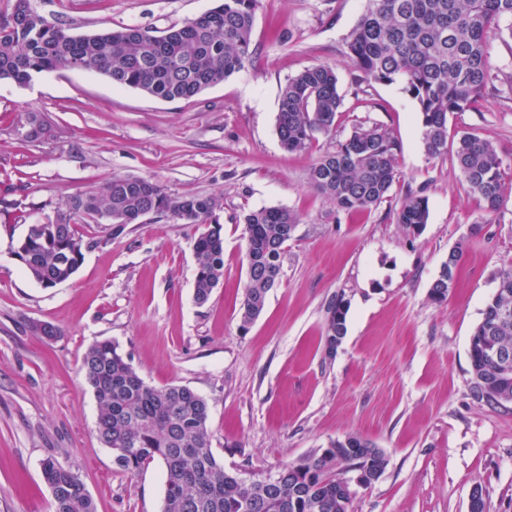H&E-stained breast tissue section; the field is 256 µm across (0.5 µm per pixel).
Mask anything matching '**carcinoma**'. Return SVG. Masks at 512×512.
I'll return each instance as SVG.
<instances>
[{
	"instance_id": "obj_1",
	"label": "carcinoma",
	"mask_w": 512,
	"mask_h": 512,
	"mask_svg": "<svg viewBox=\"0 0 512 512\" xmlns=\"http://www.w3.org/2000/svg\"><path fill=\"white\" fill-rule=\"evenodd\" d=\"M259 0H218L206 13L162 35L140 26L104 28L74 35L33 10L30 0H14L0 14V80L19 86L33 77L75 66L107 77L113 84L138 89L165 101L190 99L246 68ZM512 18V0H367L352 30L348 52L366 78L397 83L416 103L426 153L453 154L467 190L490 216L506 194L503 160L492 143L472 132L448 141V117L471 109L491 79L487 42ZM342 105L333 67L311 66L288 79L281 90L276 130L290 152L307 149L315 134L330 133ZM397 141L378 124L356 126L313 165L309 179L337 209L368 211L388 197L395 179ZM155 208L185 224L197 225L193 250L197 261L194 299L206 303L224 277L221 203L215 196L171 195L159 183L118 176L100 191L75 197L57 211V224H31L13 253L42 287L54 288L73 278L84 260V240L72 215L139 223L141 212ZM429 217L428 198L408 194L397 223L419 234ZM297 216L282 207L244 214L246 285L241 306L243 325L254 322L278 286L281 258L292 239ZM463 244L448 253L430 298L447 299ZM470 341L478 346L492 335L512 354V268L499 275ZM348 308L338 298L327 307L326 336H344ZM474 397L497 405L499 391H484L500 368L494 360L469 357ZM80 370L98 404L96 432L112 450L117 468L135 473L158 460L165 470L161 512H349L336 505V475L353 465L345 441L276 472L243 476L226 468L212 447L208 401L187 386L148 385L119 345L98 342L84 353ZM52 490L53 512H97L78 474L67 465L41 469Z\"/></svg>"
}]
</instances>
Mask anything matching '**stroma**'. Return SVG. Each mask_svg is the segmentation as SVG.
<instances>
[{
    "label": "stroma",
    "mask_w": 512,
    "mask_h": 512,
    "mask_svg": "<svg viewBox=\"0 0 512 512\" xmlns=\"http://www.w3.org/2000/svg\"><path fill=\"white\" fill-rule=\"evenodd\" d=\"M215 0H31L73 34L139 25L181 26ZM366 0H260L249 66L196 97L164 101L78 70L0 81V512H52L41 463L78 472L98 512H161L164 467L118 470L96 435L97 403L79 371L94 343L111 340L152 386L206 398L225 466L274 472L358 435L387 459L355 489L351 512H468L481 486L487 512H512V403L474 398L469 338L497 277L512 267V193L485 215L452 155L428 156L415 102L400 85L365 80L346 43ZM492 80L448 133L490 140L512 189V38L488 44ZM328 64L343 106L335 129L303 152L276 132L281 88ZM41 124L29 138V114ZM398 141L389 198L366 212L337 210L310 184V168L358 123ZM115 176L152 179L169 194L220 197L224 277L193 299L192 225L165 214L113 233L80 218L88 247L74 277L42 288L13 258L29 224L55 218L76 196ZM429 202L417 235L396 221L408 192ZM298 216L280 283L262 315L242 326L245 211ZM483 223L472 234L475 223ZM465 257L438 304L429 288L457 243ZM348 304L347 333L326 351L327 306ZM61 334L47 340L40 323Z\"/></svg>",
    "instance_id": "obj_1"
}]
</instances>
